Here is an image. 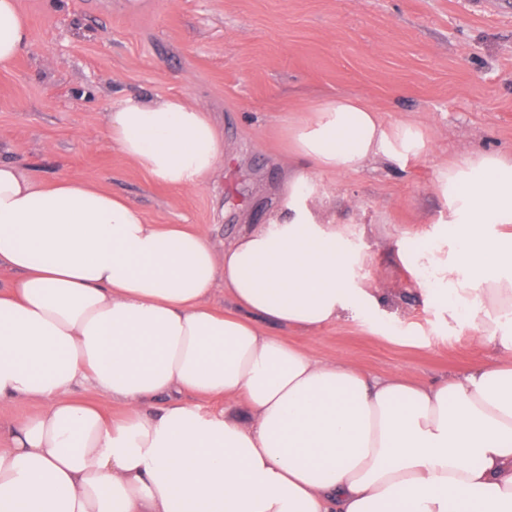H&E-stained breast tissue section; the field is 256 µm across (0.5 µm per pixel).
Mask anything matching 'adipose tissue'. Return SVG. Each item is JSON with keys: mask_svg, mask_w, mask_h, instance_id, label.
<instances>
[{"mask_svg": "<svg viewBox=\"0 0 512 512\" xmlns=\"http://www.w3.org/2000/svg\"><path fill=\"white\" fill-rule=\"evenodd\" d=\"M28 44L18 0H0V69ZM308 110L288 127L278 205L226 243L0 160V269L17 275L0 289V406L39 407L0 423V512H512V233L482 232L512 224V153L438 164L446 223L390 248L415 284L435 285L442 322L495 362L429 384L379 377L262 326L381 314L367 253L322 219L311 176L416 157L424 139L352 96ZM106 136L180 190L224 158L210 113L178 95L108 108ZM79 386L120 401L123 418L77 401Z\"/></svg>", "mask_w": 512, "mask_h": 512, "instance_id": "obj_1", "label": "adipose tissue"}]
</instances>
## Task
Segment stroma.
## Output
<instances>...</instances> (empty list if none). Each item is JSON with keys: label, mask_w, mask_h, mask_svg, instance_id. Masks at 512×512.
<instances>
[{"label": "stroma", "mask_w": 512, "mask_h": 512, "mask_svg": "<svg viewBox=\"0 0 512 512\" xmlns=\"http://www.w3.org/2000/svg\"><path fill=\"white\" fill-rule=\"evenodd\" d=\"M19 0L30 45L0 71V159L49 182L100 186L154 224H184L220 242L276 206L286 131L310 102L365 100L386 124L428 131L408 163H375L312 188L370 261L385 301L317 333L268 335L377 375L433 382L488 363L475 337L443 326L440 302L389 264L391 243L423 241L442 212L436 166L476 151H512V0ZM184 96L211 112L228 154L203 187L161 185L105 133L110 105Z\"/></svg>", "instance_id": "stroma-1"}]
</instances>
